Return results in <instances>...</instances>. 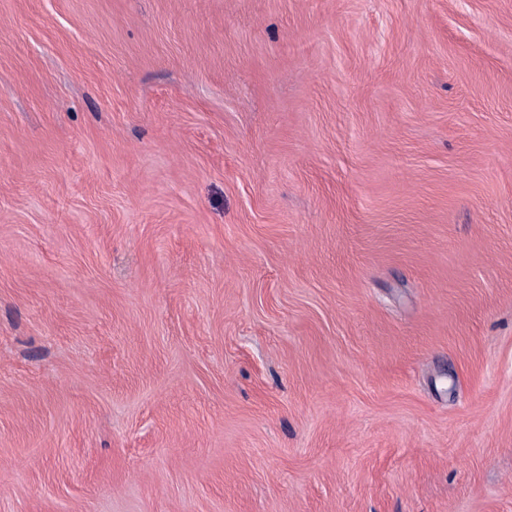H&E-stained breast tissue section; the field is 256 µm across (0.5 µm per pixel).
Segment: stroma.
<instances>
[{
    "mask_svg": "<svg viewBox=\"0 0 512 512\" xmlns=\"http://www.w3.org/2000/svg\"><path fill=\"white\" fill-rule=\"evenodd\" d=\"M0 512H512V0H0Z\"/></svg>",
    "mask_w": 512,
    "mask_h": 512,
    "instance_id": "stroma-1",
    "label": "stroma"
}]
</instances>
